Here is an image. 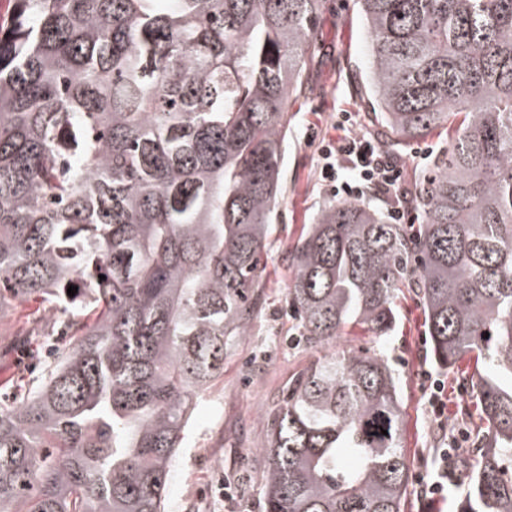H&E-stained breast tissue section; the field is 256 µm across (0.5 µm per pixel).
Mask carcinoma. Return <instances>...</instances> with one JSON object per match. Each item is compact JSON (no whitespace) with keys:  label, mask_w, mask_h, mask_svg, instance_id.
I'll use <instances>...</instances> for the list:
<instances>
[{"label":"carcinoma","mask_w":512,"mask_h":512,"mask_svg":"<svg viewBox=\"0 0 512 512\" xmlns=\"http://www.w3.org/2000/svg\"><path fill=\"white\" fill-rule=\"evenodd\" d=\"M384 148L440 133L415 231L331 202L286 288L320 353L274 411L264 512H403L384 339L414 288L484 434L459 512H512V0H357ZM323 0H16L0 35V306L66 312L44 382L0 408V512H164L202 393L265 302L288 101ZM105 279H100V276ZM77 287L74 296L67 294ZM387 434H382V431ZM357 461L346 468L343 450Z\"/></svg>","instance_id":"obj_1"}]
</instances>
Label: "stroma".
I'll return each instance as SVG.
<instances>
[{"instance_id": "35a3bbf8", "label": "stroma", "mask_w": 512, "mask_h": 512, "mask_svg": "<svg viewBox=\"0 0 512 512\" xmlns=\"http://www.w3.org/2000/svg\"><path fill=\"white\" fill-rule=\"evenodd\" d=\"M319 47L310 65V90L288 104L284 197L279 219L262 259L266 304L250 337L224 358V376L203 395L182 448L169 466L167 512H262L264 462L260 450L270 424L264 417L289 379L316 358L295 342L298 323L285 289L293 276L288 252L304 225L333 196L320 178L319 139L337 138L336 117L356 116V131L370 133L371 113L363 97L368 80L369 41L356 0H325ZM399 320L380 350L400 379L402 441L409 467L404 512H426L415 477L426 473L442 433L465 429L474 453L479 421L475 394L449 398L448 418L437 423L421 388V373L433 368L423 306L412 289L398 301ZM62 316L44 312L41 301L0 306V379L33 384L50 356L65 345L57 326ZM232 486L223 496L218 482Z\"/></svg>"}]
</instances>
